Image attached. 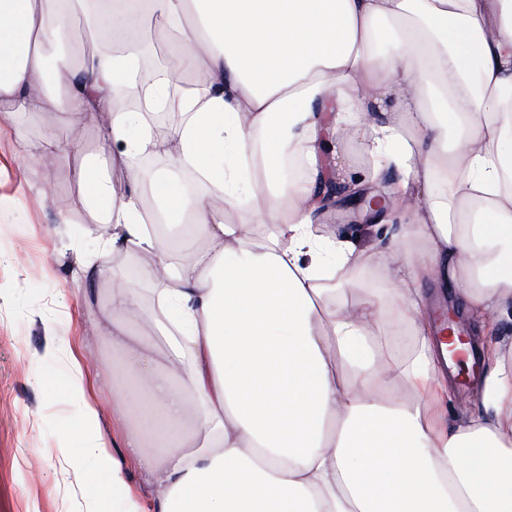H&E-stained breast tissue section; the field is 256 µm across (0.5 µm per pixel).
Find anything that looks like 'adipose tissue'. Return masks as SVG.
<instances>
[{"label": "adipose tissue", "instance_id": "adipose-tissue-1", "mask_svg": "<svg viewBox=\"0 0 512 512\" xmlns=\"http://www.w3.org/2000/svg\"><path fill=\"white\" fill-rule=\"evenodd\" d=\"M79 2L0 0V103L79 116L116 144L128 193L91 163L80 178L101 241L163 305L135 335L141 296L113 265L108 339L129 377L118 432L103 441L100 379L71 361L69 467L93 460L116 512H512V344L481 345L480 410L447 423L446 344L423 293L429 281L481 325L512 321V0H102L103 31L147 9L179 34L202 91L166 69L133 79L137 42L118 59L51 54ZM168 107L180 120L160 137L148 117ZM334 137L361 142L388 196L384 235L364 248L314 230ZM141 155L169 165L139 172ZM188 168L228 208L252 184L250 222L182 189ZM145 192L156 223L202 226L206 244L174 262L144 223ZM393 331L411 337L406 356L382 347ZM128 467L148 477L150 508Z\"/></svg>", "mask_w": 512, "mask_h": 512}]
</instances>
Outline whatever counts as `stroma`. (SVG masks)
<instances>
[{"label": "stroma", "instance_id": "1", "mask_svg": "<svg viewBox=\"0 0 512 512\" xmlns=\"http://www.w3.org/2000/svg\"><path fill=\"white\" fill-rule=\"evenodd\" d=\"M45 134L37 113L0 112V512H90L97 491L59 450L79 421L61 386L66 360L44 361L48 341L96 374L118 368L103 337L112 277L95 225L101 211L71 205L85 161L108 158L86 125L77 150L54 167L34 159Z\"/></svg>", "mask_w": 512, "mask_h": 512}]
</instances>
